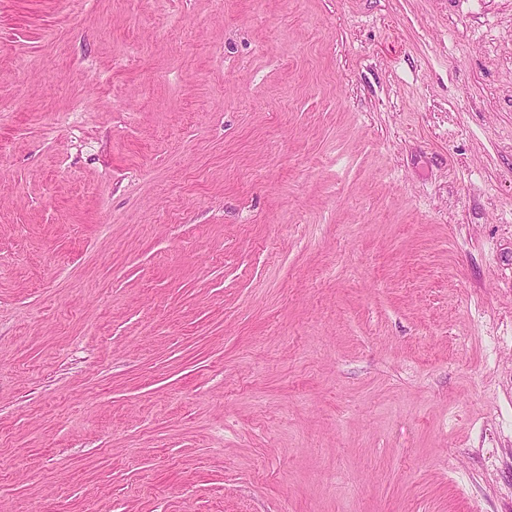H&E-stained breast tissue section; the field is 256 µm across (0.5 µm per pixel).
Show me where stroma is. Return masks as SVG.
Here are the masks:
<instances>
[{"instance_id": "obj_1", "label": "stroma", "mask_w": 512, "mask_h": 512, "mask_svg": "<svg viewBox=\"0 0 512 512\" xmlns=\"http://www.w3.org/2000/svg\"><path fill=\"white\" fill-rule=\"evenodd\" d=\"M0 512H512V0H0Z\"/></svg>"}]
</instances>
